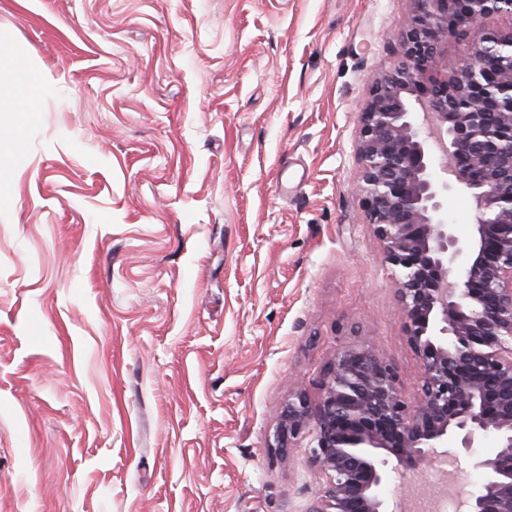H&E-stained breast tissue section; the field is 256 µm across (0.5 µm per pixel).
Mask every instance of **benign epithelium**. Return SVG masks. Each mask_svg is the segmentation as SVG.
Listing matches in <instances>:
<instances>
[{"label":"benign epithelium","instance_id":"benign-epithelium-1","mask_svg":"<svg viewBox=\"0 0 512 512\" xmlns=\"http://www.w3.org/2000/svg\"><path fill=\"white\" fill-rule=\"evenodd\" d=\"M412 2L401 56L360 111L356 154L365 216L421 360L418 396L406 400L390 363L347 342L317 402L288 400L268 449L303 444L326 476L305 512H399L387 493L396 466L442 459L480 473L453 512H512V31L440 60L472 24L512 16V0ZM454 190L475 203L468 239L448 222ZM487 438L496 451L480 455Z\"/></svg>","mask_w":512,"mask_h":512}]
</instances>
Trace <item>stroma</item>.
Here are the masks:
<instances>
[{
	"mask_svg": "<svg viewBox=\"0 0 512 512\" xmlns=\"http://www.w3.org/2000/svg\"><path fill=\"white\" fill-rule=\"evenodd\" d=\"M411 8L0 0L46 78L34 121L0 111V512H305L324 475L267 444L340 345L416 399L355 158Z\"/></svg>",
	"mask_w": 512,
	"mask_h": 512,
	"instance_id": "1",
	"label": "stroma"
}]
</instances>
